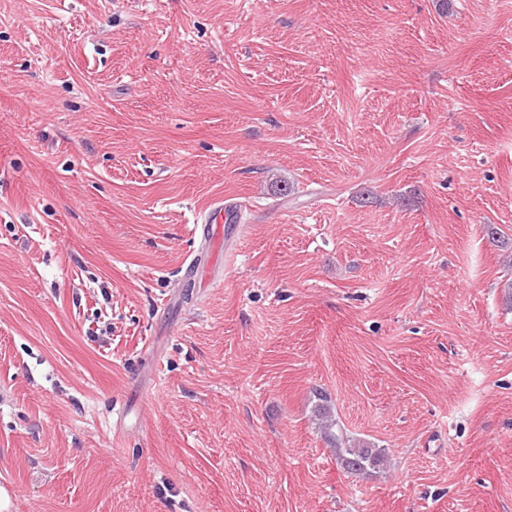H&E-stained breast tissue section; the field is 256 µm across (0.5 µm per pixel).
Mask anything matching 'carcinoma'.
I'll list each match as a JSON object with an SVG mask.
<instances>
[{
    "mask_svg": "<svg viewBox=\"0 0 512 512\" xmlns=\"http://www.w3.org/2000/svg\"><path fill=\"white\" fill-rule=\"evenodd\" d=\"M315 420L325 440L331 445L336 460L351 474H363L383 466L387 462L385 449L364 440L350 439L336 433L338 422L330 400L319 397L315 409Z\"/></svg>",
    "mask_w": 512,
    "mask_h": 512,
    "instance_id": "1",
    "label": "carcinoma"
}]
</instances>
